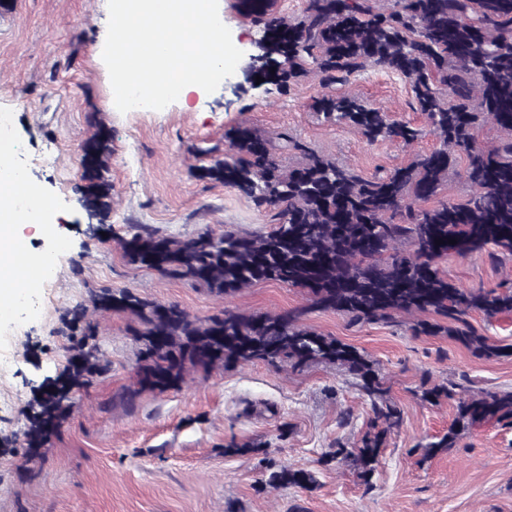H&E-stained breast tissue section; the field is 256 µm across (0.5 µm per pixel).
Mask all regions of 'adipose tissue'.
Instances as JSON below:
<instances>
[{
	"label": "adipose tissue",
	"instance_id": "obj_1",
	"mask_svg": "<svg viewBox=\"0 0 512 512\" xmlns=\"http://www.w3.org/2000/svg\"><path fill=\"white\" fill-rule=\"evenodd\" d=\"M12 140H0V315L9 313L12 299L22 292H33L41 277L25 251L18 246L16 227L29 223L28 213L13 206L15 197H28L32 208L46 210L47 200L34 184L23 178L12 161Z\"/></svg>",
	"mask_w": 512,
	"mask_h": 512
}]
</instances>
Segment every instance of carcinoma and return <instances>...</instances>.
Returning <instances> with one entry per match:
<instances>
[{
	"label": "carcinoma",
	"mask_w": 512,
	"mask_h": 512,
	"mask_svg": "<svg viewBox=\"0 0 512 512\" xmlns=\"http://www.w3.org/2000/svg\"><path fill=\"white\" fill-rule=\"evenodd\" d=\"M246 13L263 27L268 83L283 89L312 72L330 88L369 64L396 72L411 83L417 110L439 147L385 175L365 177L282 133L280 139L302 154L297 166L287 168L271 140L240 125L227 136L224 160L200 167L199 176L243 192L272 212L276 224L264 233L226 224L218 234L207 229L186 239L140 225L120 241L128 262L219 297L261 281L301 288L312 306L352 324L419 315L418 334L446 332L478 357L512 355V346L478 335L468 321L473 311L488 319L512 313V290L461 288L438 268L449 255L467 257L488 247L493 258L512 257V0H394L384 10L372 0H306L302 16L293 20L272 12L270 0H247ZM311 108L327 121L348 123L371 142L409 145L423 133L350 95L325 93ZM485 120L502 133L490 147L475 138ZM110 154V134L102 127L80 146L83 204L102 219L112 198L103 175ZM457 154L466 158L470 193L414 208L445 185ZM401 214L403 221H395ZM90 303L98 312L128 311L138 322L133 336L141 351L136 388L124 396L128 402L143 390L178 389L190 371L253 361L293 368L332 364L358 380L373 421L385 428L366 433L354 448L326 453L323 463L353 459L366 485L385 434L403 421L387 401L377 370L354 347L301 324L302 311L226 310L199 320L177 303L147 300L128 289L93 292ZM427 314L448 320V326L425 319ZM86 316L83 306L67 312L66 364L35 389L29 403L23 432L28 461L40 458L59 434L76 394L108 371ZM458 389L450 383L422 390L432 403L457 400L455 422L427 444L430 455L454 447L459 432L477 422L512 425V391L463 398ZM262 483L310 490L317 480L308 470L269 465Z\"/></svg>",
	"instance_id": "cac0c4a2"
}]
</instances>
